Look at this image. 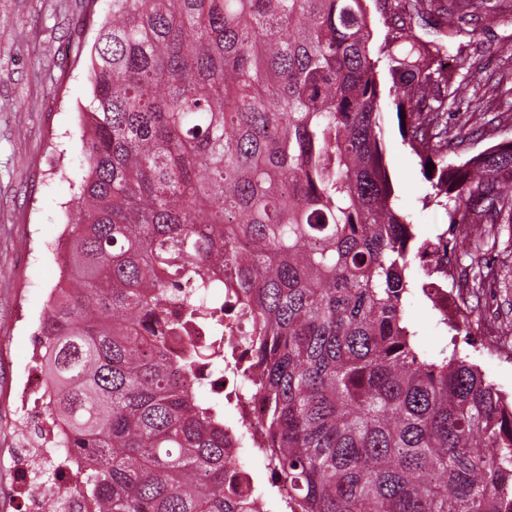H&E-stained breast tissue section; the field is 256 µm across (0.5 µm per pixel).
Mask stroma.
Masks as SVG:
<instances>
[{
	"label": "stroma",
	"mask_w": 512,
	"mask_h": 512,
	"mask_svg": "<svg viewBox=\"0 0 512 512\" xmlns=\"http://www.w3.org/2000/svg\"><path fill=\"white\" fill-rule=\"evenodd\" d=\"M110 8L111 0H0V415L35 345L19 310L38 315L59 276L53 247L83 175L78 114L90 102L89 51L94 25ZM508 56L511 8L483 23L474 42L449 59L448 71L457 79L478 69L494 75ZM377 74L396 203L410 215L418 240L443 234L449 242L442 282L448 312L433 307L424 293L430 279L413 264L410 327L429 356L458 350L512 400V258L504 251L512 228L498 229L493 242L479 225L451 223L432 203L434 189L399 131L386 61H379ZM480 93L484 108L469 122L476 134L452 151L455 162L512 140V125L494 119L491 87ZM462 311L472 321L466 332L450 327Z\"/></svg>",
	"instance_id": "stroma-1"
}]
</instances>
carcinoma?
I'll return each instance as SVG.
<instances>
[{
	"mask_svg": "<svg viewBox=\"0 0 512 512\" xmlns=\"http://www.w3.org/2000/svg\"><path fill=\"white\" fill-rule=\"evenodd\" d=\"M79 113L64 285L34 336L58 447L98 512H256L224 471L266 449L169 338L234 289L264 403L266 512H512V402L457 350L424 355L406 271L433 248L396 206L367 0H111ZM500 0H396L385 41L404 142L471 224H512V141L448 160L445 60ZM419 19L435 30L424 40ZM181 314L168 308L186 281ZM237 439L244 454L227 444Z\"/></svg>",
	"mask_w": 512,
	"mask_h": 512,
	"instance_id": "1",
	"label": "carcinoma"
}]
</instances>
